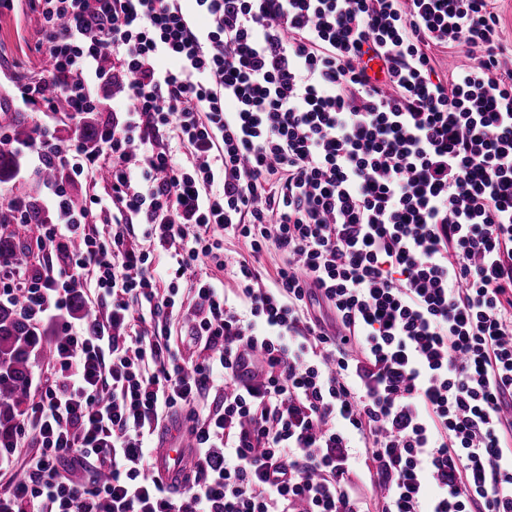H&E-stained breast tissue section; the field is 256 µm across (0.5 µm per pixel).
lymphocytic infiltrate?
<instances>
[{
	"label": "lymphocytic infiltrate",
	"mask_w": 512,
	"mask_h": 512,
	"mask_svg": "<svg viewBox=\"0 0 512 512\" xmlns=\"http://www.w3.org/2000/svg\"><path fill=\"white\" fill-rule=\"evenodd\" d=\"M30 5L47 66L7 106L52 112V88L77 118L112 85L123 111L93 145L38 125L19 146L109 193L12 199L55 220L41 265L0 257V299L61 342L0 512H512V68L491 0ZM456 48L470 64L445 75ZM90 277L110 310L72 324ZM179 417L194 458L167 484L152 453Z\"/></svg>",
	"instance_id": "1"
}]
</instances>
